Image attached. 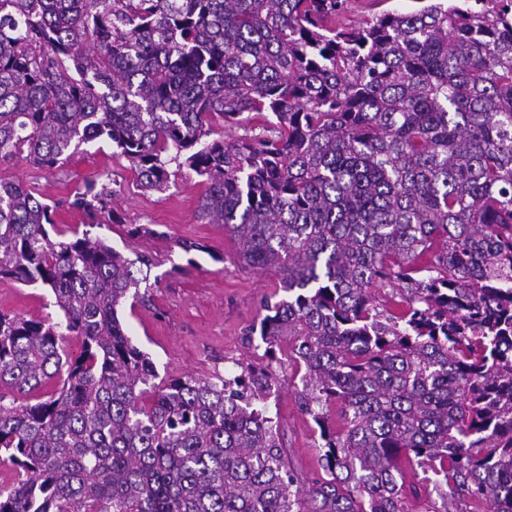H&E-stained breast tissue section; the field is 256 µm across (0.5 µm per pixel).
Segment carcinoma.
I'll use <instances>...</instances> for the list:
<instances>
[{
    "mask_svg": "<svg viewBox=\"0 0 512 512\" xmlns=\"http://www.w3.org/2000/svg\"><path fill=\"white\" fill-rule=\"evenodd\" d=\"M347 6L0 0V164L102 141L144 191L202 177L201 218L288 293L250 335L304 363L324 472L288 467L267 367L157 381L118 316L151 253L62 240L0 178V278L62 312H0V512H409L411 456L456 512H512V0ZM216 118L262 132L216 139ZM117 194L90 180L69 207ZM407 0H350L348 12L345 14L347 24H355L368 15L378 13L382 10L400 8Z\"/></svg>",
    "mask_w": 512,
    "mask_h": 512,
    "instance_id": "carcinoma-1",
    "label": "carcinoma"
}]
</instances>
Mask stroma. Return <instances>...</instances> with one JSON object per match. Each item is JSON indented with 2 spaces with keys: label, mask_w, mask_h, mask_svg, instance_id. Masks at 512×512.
<instances>
[{
  "label": "stroma",
  "mask_w": 512,
  "mask_h": 512,
  "mask_svg": "<svg viewBox=\"0 0 512 512\" xmlns=\"http://www.w3.org/2000/svg\"><path fill=\"white\" fill-rule=\"evenodd\" d=\"M1 176L22 179L58 202L59 230L91 231L127 255L136 248L149 251L157 262L151 271L156 282L148 290L149 301L123 307L120 315L127 334L148 353L160 379L187 374L230 378L240 373L243 364L269 365L276 386L266 405L288 450V464L301 479L321 476L319 429L300 412L295 399L304 365L296 361L287 341H280L271 359L264 347L248 338L261 298L280 294V279L272 272L239 266L237 246L223 225L199 220L205 190L200 177L185 171L165 192L139 190L128 160L103 142L87 146L66 165L51 170L22 159L0 165ZM89 180L120 185V194L106 202L108 211L118 214L119 223L103 215L99 226L91 228L83 212L68 207V199ZM136 227L154 229L155 234L131 239L129 232ZM181 239L200 243V250L184 252L177 245ZM0 311L49 322L60 315L50 290L9 278H0Z\"/></svg>",
  "instance_id": "obj_1"
}]
</instances>
